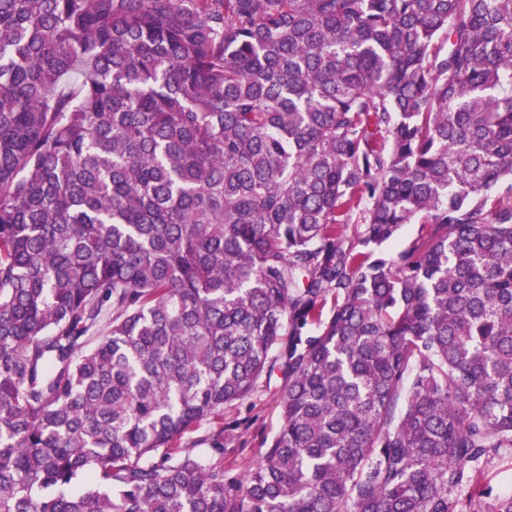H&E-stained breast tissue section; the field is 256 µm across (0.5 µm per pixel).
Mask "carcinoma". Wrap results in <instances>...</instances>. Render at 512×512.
<instances>
[{
    "instance_id": "obj_1",
    "label": "carcinoma",
    "mask_w": 512,
    "mask_h": 512,
    "mask_svg": "<svg viewBox=\"0 0 512 512\" xmlns=\"http://www.w3.org/2000/svg\"><path fill=\"white\" fill-rule=\"evenodd\" d=\"M503 448L512 0H0V512H478ZM280 383L281 374L276 372L269 386L261 380L251 399L224 407V463L233 462L239 473L259 463L266 440L279 427L276 389Z\"/></svg>"
}]
</instances>
